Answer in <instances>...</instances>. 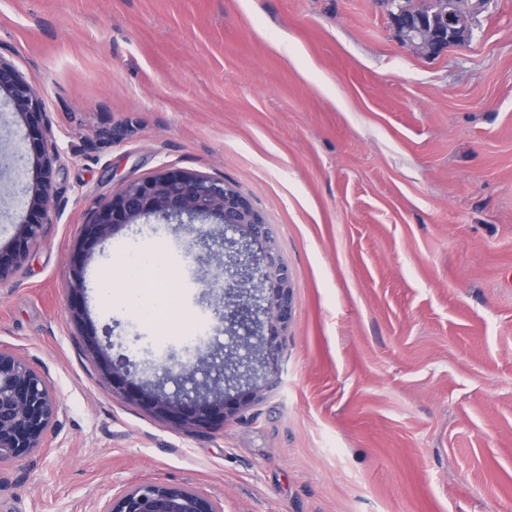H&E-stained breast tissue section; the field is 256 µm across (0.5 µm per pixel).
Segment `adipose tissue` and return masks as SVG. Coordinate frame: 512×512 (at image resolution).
Returning a JSON list of instances; mask_svg holds the SVG:
<instances>
[{"label":"adipose tissue","instance_id":"ef3b65f1","mask_svg":"<svg viewBox=\"0 0 512 512\" xmlns=\"http://www.w3.org/2000/svg\"><path fill=\"white\" fill-rule=\"evenodd\" d=\"M118 277L131 284L127 301L143 317H155L172 300L176 275L162 262L159 251H144L133 259L124 254L113 257L110 273L101 283L103 295L111 294Z\"/></svg>","mask_w":512,"mask_h":512}]
</instances>
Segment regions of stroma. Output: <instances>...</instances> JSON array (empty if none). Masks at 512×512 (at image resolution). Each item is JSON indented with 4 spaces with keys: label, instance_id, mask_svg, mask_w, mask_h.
<instances>
[{
    "label": "stroma",
    "instance_id": "obj_1",
    "mask_svg": "<svg viewBox=\"0 0 512 512\" xmlns=\"http://www.w3.org/2000/svg\"><path fill=\"white\" fill-rule=\"evenodd\" d=\"M0 59L59 151L51 222L0 281V347L61 406L39 453L0 461V512H99L151 481L222 512H512V0L433 59L381 0H0ZM168 170L231 183L291 273L278 383L205 429L113 389L84 346L139 333L138 384L183 355L122 282L99 292L114 253L157 242L185 328L223 329L195 225L122 228L70 290L88 213Z\"/></svg>",
    "mask_w": 512,
    "mask_h": 512
}]
</instances>
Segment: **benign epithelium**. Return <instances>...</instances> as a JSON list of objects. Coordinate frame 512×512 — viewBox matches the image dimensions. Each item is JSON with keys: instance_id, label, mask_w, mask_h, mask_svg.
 Segmentation results:
<instances>
[{"instance_id": "benign-epithelium-1", "label": "benign epithelium", "mask_w": 512, "mask_h": 512, "mask_svg": "<svg viewBox=\"0 0 512 512\" xmlns=\"http://www.w3.org/2000/svg\"><path fill=\"white\" fill-rule=\"evenodd\" d=\"M487 0H425L417 6L393 4L388 18L400 40L427 57L469 43L474 15ZM0 92L23 122V146L13 150L8 165L26 199L27 212L7 249L0 248V280L26 259L50 219V191L58 150L47 137L48 115L35 90L10 63L0 59ZM187 217L212 220L218 236L200 234L206 257L221 250L224 263L206 281L210 292L224 294V363L213 370L204 392L177 397L152 388H137L138 400L155 413L174 416L185 425L207 427L216 415L232 417L251 404L258 387L230 394L223 387L228 373L250 376L261 368L263 378L276 375L280 336L292 312L288 267L275 248L270 227L250 201L228 182L183 171H167L125 184L94 210L84 224V243L106 239L142 219ZM113 327L87 333L89 346L103 360L105 374L123 389L132 384L136 364L125 354L113 357ZM168 373L195 381L207 371L201 361L168 358ZM59 403L48 381L22 357L0 348V459L28 455L43 447L57 421ZM101 512H221L216 501L192 488L167 482L140 483L110 498Z\"/></svg>"}]
</instances>
